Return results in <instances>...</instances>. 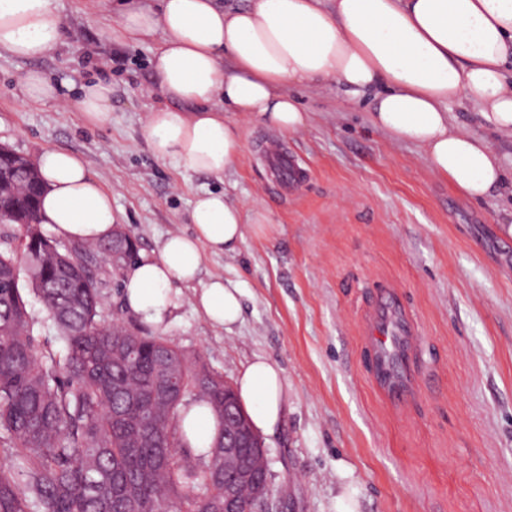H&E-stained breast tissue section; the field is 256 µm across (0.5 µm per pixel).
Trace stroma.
<instances>
[{
  "mask_svg": "<svg viewBox=\"0 0 512 512\" xmlns=\"http://www.w3.org/2000/svg\"><path fill=\"white\" fill-rule=\"evenodd\" d=\"M56 5L67 31L58 51L34 62L0 53L1 145L33 158L48 148L80 156L142 256L187 230L205 190L271 219L267 234L247 231L238 253H205L199 282L160 325L126 308L109 261L93 269L105 321L166 338L229 382L258 354L283 368L288 414L263 439L269 512H336L345 489L357 512H512V193L459 198L417 148L373 131L367 104L333 82L296 89L312 114L301 132L243 124L242 159L224 175L159 161L142 137L160 103L154 43L112 41L88 0ZM33 68L59 82L107 73L110 123L93 127L81 113L24 99L21 77ZM272 144L298 181L274 175ZM214 277L242 291L243 317L228 330L193 306ZM383 286L402 296L420 332L419 391L401 407L365 367L363 320Z\"/></svg>",
  "mask_w": 512,
  "mask_h": 512,
  "instance_id": "1",
  "label": "stroma"
}]
</instances>
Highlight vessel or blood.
<instances>
[{"instance_id":"vessel-or-blood-1","label":"vessel or blood","mask_w":512,"mask_h":512,"mask_svg":"<svg viewBox=\"0 0 512 512\" xmlns=\"http://www.w3.org/2000/svg\"><path fill=\"white\" fill-rule=\"evenodd\" d=\"M370 340L369 375L389 401L403 403L414 391L412 377L416 321L403 308L398 295L387 293L375 303L364 321Z\"/></svg>"}]
</instances>
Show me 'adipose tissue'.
<instances>
[{
	"mask_svg": "<svg viewBox=\"0 0 512 512\" xmlns=\"http://www.w3.org/2000/svg\"><path fill=\"white\" fill-rule=\"evenodd\" d=\"M110 17L120 43L157 41L152 58L163 102L143 126L154 157L185 169L221 175L243 154L232 113L278 133L306 127L310 114L295 87L336 83L359 97L372 93L369 120L391 142L419 149L425 165L460 197L480 200L506 189L507 169L492 137L512 140V0H251L225 11L215 0H90ZM66 27L55 0H0V50L37 60L57 50ZM232 67H225V59ZM27 100L82 112L100 127L112 118V82L59 83L37 69L21 79ZM473 110L484 134L457 124L454 108ZM37 166L45 185L41 217L75 242L110 239L112 195L84 160L48 149ZM191 232L171 233L156 255L137 259L124 274L126 307L162 322L195 282L204 252H237L247 226L226 194L199 193ZM213 325L238 323L240 288L213 278L193 298ZM241 406L261 435L273 434L288 413V383L277 362L254 356L238 374ZM183 443L209 447L219 433L209 407L193 406L182 420Z\"/></svg>",
	"mask_w": 512,
	"mask_h": 512,
	"instance_id": "ef3b65f1",
	"label": "adipose tissue"
}]
</instances>
